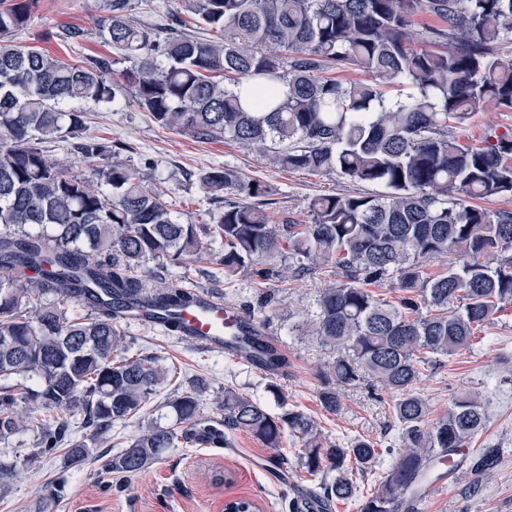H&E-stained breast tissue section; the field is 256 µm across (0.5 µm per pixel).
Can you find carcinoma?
Listing matches in <instances>:
<instances>
[{
    "mask_svg": "<svg viewBox=\"0 0 512 512\" xmlns=\"http://www.w3.org/2000/svg\"><path fill=\"white\" fill-rule=\"evenodd\" d=\"M36 4L0 0V440L25 423L21 398L55 412L38 427L29 463L64 445L69 463L88 458L91 449L69 439L77 414L96 438L138 416L171 370L120 356L116 316L150 301L179 329L175 312L196 304L195 290L185 276L159 281L142 266L183 265L218 242L224 274L244 271L256 284L333 269L338 280L320 293L305 330L336 352L318 372L319 399L336 414L346 388L367 382L391 394L396 461L377 490L358 497L349 464L366 467L378 443L329 441L299 408L271 414L226 388L221 419L203 418L185 392L168 402L173 424L134 435L102 468L135 475L180 443L226 448L237 433L277 449L288 432L302 442L299 469L336 472L317 485L319 497L355 499L357 512H416L435 481L494 468L501 449L493 444L454 460L485 428L478 398L464 393L430 421L416 384L424 366L470 348L475 331L512 307V209L469 204L512 197V135L476 145L449 132L480 104L512 112V62L499 56L512 36V0H176L170 22L151 27L131 18V0H109L103 37L133 63L121 80L108 77L116 58L71 63L12 44ZM419 15L435 24L416 27ZM349 68L368 79L327 76ZM393 84L411 92L392 102L384 87ZM126 96L162 128L222 136L280 169L336 172L386 192L317 196L310 220L276 221L272 188L210 167L198 181L224 197V212L211 224L182 222L139 167L86 134L85 105L109 111ZM63 137L86 174L43 150ZM446 257L448 268L428 275L425 263ZM374 285L400 291L399 301ZM71 303L90 316L67 314ZM224 349L244 355L280 396L288 359L269 337L247 331ZM15 377L39 385L7 384ZM62 486L59 476L37 512H50Z\"/></svg>",
    "mask_w": 512,
    "mask_h": 512,
    "instance_id": "obj_1",
    "label": "carcinoma"
}]
</instances>
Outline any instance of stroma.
I'll return each mask as SVG.
<instances>
[{"label": "stroma", "mask_w": 512, "mask_h": 512, "mask_svg": "<svg viewBox=\"0 0 512 512\" xmlns=\"http://www.w3.org/2000/svg\"><path fill=\"white\" fill-rule=\"evenodd\" d=\"M106 14L107 0H38L14 43L26 50L39 49L75 61L86 56L107 57L111 51L100 34V21ZM72 28L80 31L79 39H65L66 30ZM88 126L91 135L112 141L121 160L143 167L147 178L156 183L185 221L223 212V200L206 198L197 175L224 164L273 189L276 203L271 213L276 218L285 212L296 220H306L307 205L317 196L373 195L382 191L380 185L332 172L312 174L274 167L249 145L221 138L201 140L163 129L132 102L110 111L91 110ZM147 267L158 277L187 276L194 287L216 293L236 307L251 301L256 292L246 273L225 278L220 266L205 259L183 266L151 261ZM334 280V275L322 270L310 278L273 285L271 337L290 362L277 397L268 391L263 373L231 360L222 351L201 349L159 328L123 323L127 357L157 354L162 365L175 369L173 380L158 388L138 418L116 424L106 438L91 441L94 456L80 465H68L63 452L58 451L41 456L35 467H27L24 460L37 447L38 436L33 430L0 441V460L16 463L18 469L10 489L0 495V512H34L49 481L61 474L66 477V488L53 512H224L225 500L235 497L254 500L262 512H291L297 489L311 484L309 475L297 467L300 443L291 436L278 451L238 434L229 448L184 444L170 449L163 460L134 476L100 470L96 455H112L123 449L137 433L140 422L172 423L168 400L191 388L197 389L201 410L211 418L220 417L219 400L230 387L260 400L273 413L280 412L285 404L304 410L327 439L361 436L377 442L382 455L370 472L357 479L359 493H371L393 461L386 451L391 438L390 399L374 398L360 385L345 390L338 413L325 412L319 402L317 374L333 355L312 337L293 329L315 311L319 291ZM417 388L436 415L461 394L479 395L487 423L472 445L479 448L489 442L502 450L500 464L482 475L462 473L455 479L437 482L424 502L426 512H512V308L485 327L483 341L472 350L444 365L423 370ZM277 454L283 455L284 461L276 470L271 461ZM473 482L479 483V494H470Z\"/></svg>", "instance_id": "1"}]
</instances>
